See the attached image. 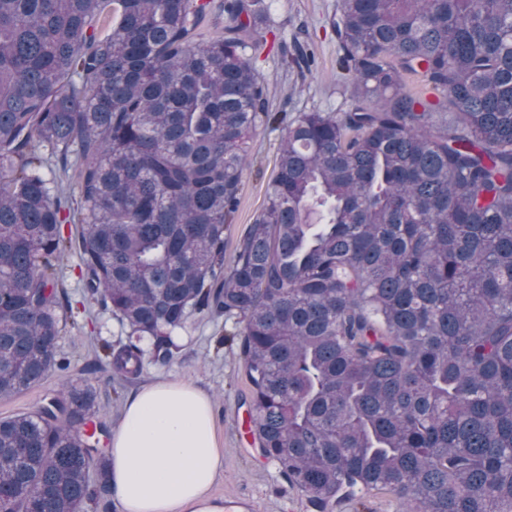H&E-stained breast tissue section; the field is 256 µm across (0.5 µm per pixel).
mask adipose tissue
Wrapping results in <instances>:
<instances>
[{"label": "adipose tissue", "instance_id": "obj_1", "mask_svg": "<svg viewBox=\"0 0 512 512\" xmlns=\"http://www.w3.org/2000/svg\"><path fill=\"white\" fill-rule=\"evenodd\" d=\"M109 457L119 512H223L210 489L224 454L210 400L192 383L162 380L132 392Z\"/></svg>", "mask_w": 512, "mask_h": 512}]
</instances>
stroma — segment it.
Returning a JSON list of instances; mask_svg holds the SVG:
<instances>
[{"label": "stroma", "mask_w": 512, "mask_h": 512, "mask_svg": "<svg viewBox=\"0 0 512 512\" xmlns=\"http://www.w3.org/2000/svg\"><path fill=\"white\" fill-rule=\"evenodd\" d=\"M269 38L255 62L256 69L270 82L274 109L288 113L317 109L336 112L348 99L347 77L337 65L338 44L329 23L338 14L340 0H267ZM299 39L314 52L312 71L283 66L280 39ZM281 133L258 129L250 143L249 166L245 172L239 210L224 231L225 262H232L236 248L259 213L279 153ZM78 257L70 253L60 262V277L71 307L61 314L62 334L58 354L69 367L50 371L39 383L11 398L0 400V418L36 411L59 393L63 382L88 383L98 390L95 424L116 428L123 404L138 387L162 379L191 382L212 400L217 442L224 453V471L210 493L219 500L247 504L248 512H312L308 496L284 479L275 464L265 462L256 445L244 443L239 421L249 413V384L237 348L219 345L223 319L207 313L193 314L176 338L179 346L168 363L144 360L141 371L125 376L101 367L103 344L120 346L128 331L109 311L91 298L79 277Z\"/></svg>", "instance_id": "obj_1"}]
</instances>
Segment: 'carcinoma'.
Here are the masks:
<instances>
[{
	"instance_id": "obj_1",
	"label": "carcinoma",
	"mask_w": 512,
	"mask_h": 512,
	"mask_svg": "<svg viewBox=\"0 0 512 512\" xmlns=\"http://www.w3.org/2000/svg\"><path fill=\"white\" fill-rule=\"evenodd\" d=\"M332 26L348 105L290 115L253 64L265 0H0V399L67 367L74 248L128 329L101 365L170 361L195 312L233 322L261 454L318 512L372 490L512 512V0H341ZM259 128L277 172L226 267ZM97 398L0 419V512L109 490Z\"/></svg>"
}]
</instances>
